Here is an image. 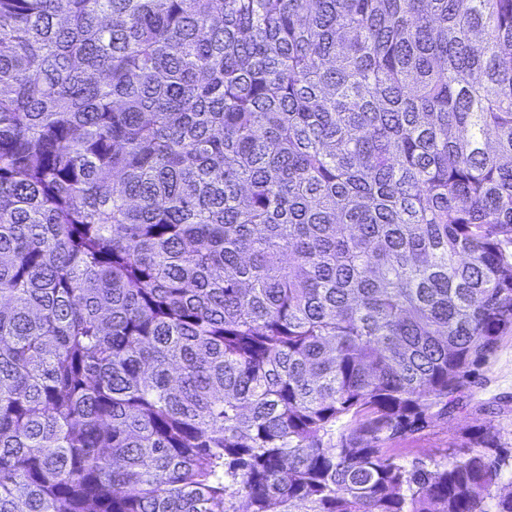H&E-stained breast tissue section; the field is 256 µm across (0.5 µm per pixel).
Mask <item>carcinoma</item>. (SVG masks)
<instances>
[{"mask_svg":"<svg viewBox=\"0 0 512 512\" xmlns=\"http://www.w3.org/2000/svg\"><path fill=\"white\" fill-rule=\"evenodd\" d=\"M508 334L512 0H0V512H512ZM479 377L474 386L458 395L456 404L448 409V420L433 417L423 430L409 432L393 443L391 448L401 462L439 459V452L448 448V441L461 430H477L489 421L512 455V335L503 338Z\"/></svg>","mask_w":512,"mask_h":512,"instance_id":"cac0c4a2","label":"carcinoma"}]
</instances>
